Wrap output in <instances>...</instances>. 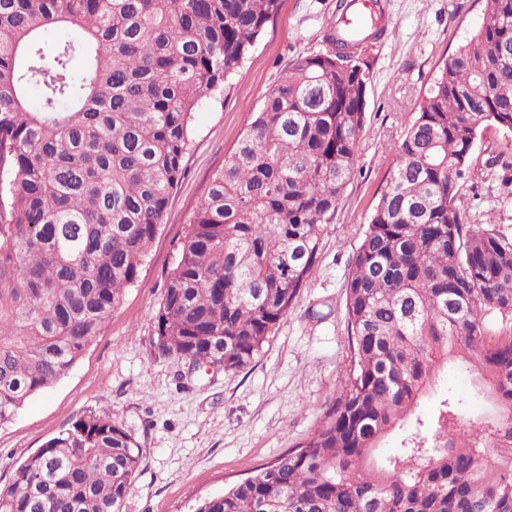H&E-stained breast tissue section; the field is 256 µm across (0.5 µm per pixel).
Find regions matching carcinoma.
I'll use <instances>...</instances> for the list:
<instances>
[{
	"label": "carcinoma",
	"instance_id": "obj_1",
	"mask_svg": "<svg viewBox=\"0 0 512 512\" xmlns=\"http://www.w3.org/2000/svg\"><path fill=\"white\" fill-rule=\"evenodd\" d=\"M280 0H0V427L85 354L134 286L183 176L193 114ZM444 56L347 280L352 369L320 426L194 512H512V241L470 221L478 132L512 134V0ZM49 27L72 37L47 50ZM289 63L209 180L152 345L238 372L296 301L355 171L369 41ZM40 89V106L28 90ZM455 360L493 403L421 400ZM409 424L401 448L380 443ZM140 448L85 416L0 486V512H121Z\"/></svg>",
	"mask_w": 512,
	"mask_h": 512
}]
</instances>
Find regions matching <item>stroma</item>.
Segmentation results:
<instances>
[{
	"instance_id": "obj_1",
	"label": "stroma",
	"mask_w": 512,
	"mask_h": 512,
	"mask_svg": "<svg viewBox=\"0 0 512 512\" xmlns=\"http://www.w3.org/2000/svg\"><path fill=\"white\" fill-rule=\"evenodd\" d=\"M384 5L388 28L372 46L355 172L324 227L305 287L256 361L228 374L155 356L156 314L212 172L236 147L288 63L322 49L336 0H282L230 88L195 113L184 177L137 283L77 364L0 427V484L9 481L17 462L93 414L111 418L142 454L123 512H192L198 501L274 462L319 425L349 372L346 282L396 163V147L442 55L464 47L485 20L482 0ZM505 144L496 129L478 135L462 192L472 221L512 237V167L486 163ZM433 390L451 393L475 423L488 415L474 374L457 363L437 374Z\"/></svg>"
}]
</instances>
